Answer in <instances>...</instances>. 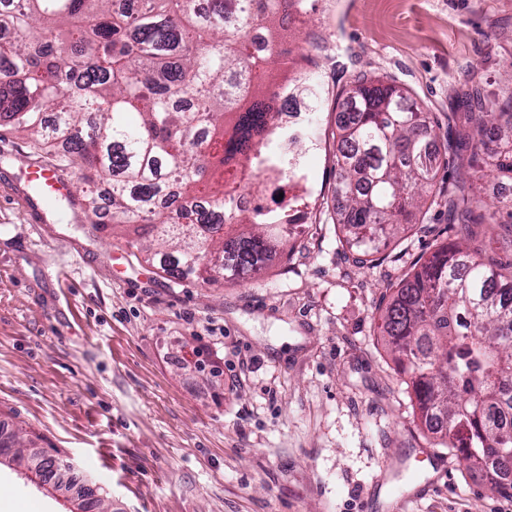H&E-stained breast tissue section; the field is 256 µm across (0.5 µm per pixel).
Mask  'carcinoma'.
<instances>
[{
    "label": "carcinoma",
    "mask_w": 512,
    "mask_h": 512,
    "mask_svg": "<svg viewBox=\"0 0 512 512\" xmlns=\"http://www.w3.org/2000/svg\"><path fill=\"white\" fill-rule=\"evenodd\" d=\"M139 0L129 13L113 0H18L0 8V127L26 132L33 147L76 164L88 189L81 205L98 215L91 189L112 188L117 223L134 227L149 259L170 277L209 273L244 281L261 274L290 235L258 210L249 229L232 208L257 159L285 182L270 130L275 110L255 73L281 57L280 22L309 0ZM269 36L253 56L250 29ZM336 185L331 219L353 261H375L380 245L433 207L454 239L418 259L385 296L377 322L424 421L437 414L448 448L483 469L512 464V431L497 421L512 399V259L487 254L512 243V197L490 200L478 179L439 170L482 154L512 178V82L497 93L468 79L448 129L389 75H359L336 90ZM207 194L209 207L188 200Z\"/></svg>",
    "instance_id": "1"
}]
</instances>
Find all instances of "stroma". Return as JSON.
Listing matches in <instances>:
<instances>
[{
    "mask_svg": "<svg viewBox=\"0 0 512 512\" xmlns=\"http://www.w3.org/2000/svg\"><path fill=\"white\" fill-rule=\"evenodd\" d=\"M284 42L333 89L395 77L444 125L465 70L493 92L512 71V0H316ZM335 117L326 101L312 223L245 283L173 280L80 207L31 206L27 169L54 157L0 129V438L57 450L70 483L0 465V512H67L86 488L112 512H512L421 422L375 333L445 220L355 264L330 219Z\"/></svg>",
    "mask_w": 512,
    "mask_h": 512,
    "instance_id": "1",
    "label": "stroma"
}]
</instances>
